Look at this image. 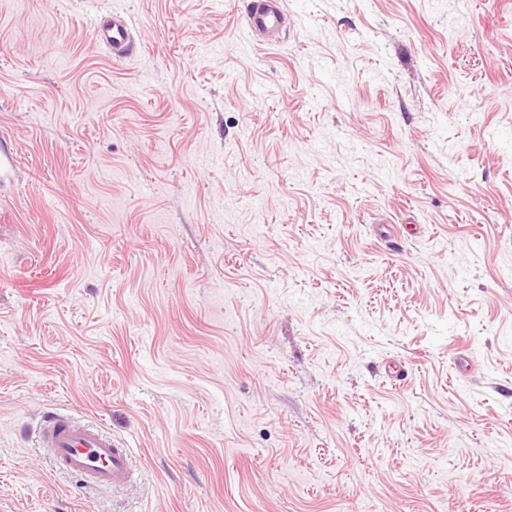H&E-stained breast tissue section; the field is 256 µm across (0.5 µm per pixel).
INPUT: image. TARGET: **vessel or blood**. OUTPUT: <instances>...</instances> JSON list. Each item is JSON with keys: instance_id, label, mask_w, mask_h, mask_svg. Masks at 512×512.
Returning a JSON list of instances; mask_svg holds the SVG:
<instances>
[{"instance_id": "b4317fda", "label": "vessel or blood", "mask_w": 512, "mask_h": 512, "mask_svg": "<svg viewBox=\"0 0 512 512\" xmlns=\"http://www.w3.org/2000/svg\"><path fill=\"white\" fill-rule=\"evenodd\" d=\"M246 33L261 43L274 45L286 36L285 15L280 0H247ZM96 38L110 46L113 55L124 57L133 36L122 18H102ZM41 447L50 449L56 464L65 471L102 487H121L131 479L127 449L111 436L67 416L46 420L39 428Z\"/></svg>"}]
</instances>
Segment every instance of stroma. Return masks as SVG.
<instances>
[{"mask_svg": "<svg viewBox=\"0 0 512 512\" xmlns=\"http://www.w3.org/2000/svg\"><path fill=\"white\" fill-rule=\"evenodd\" d=\"M283 3L0 0V512H512V0ZM245 31L255 41L279 44L286 36L285 15L279 0H248ZM95 32L97 40L109 45L112 54L120 58L126 55L133 39L126 20L114 16L112 19L101 17L96 24ZM40 447L50 448L56 464L102 487H121L131 479L128 448L112 437L67 416L46 420L39 428Z\"/></svg>", "mask_w": 512, "mask_h": 512, "instance_id": "35a3bbf8", "label": "stroma"}]
</instances>
